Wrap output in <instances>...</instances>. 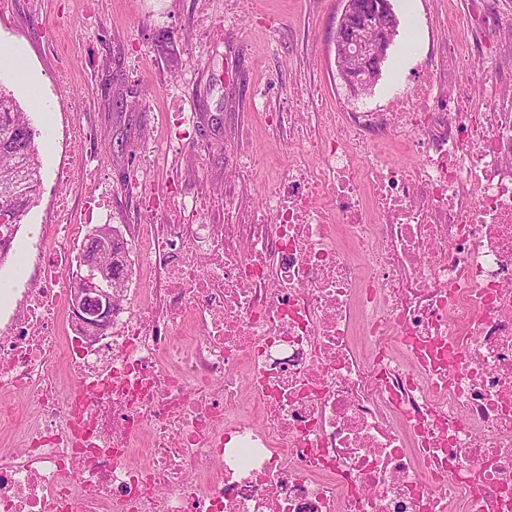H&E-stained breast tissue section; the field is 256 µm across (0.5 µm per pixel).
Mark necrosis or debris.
Listing matches in <instances>:
<instances>
[{
    "label": "necrosis or debris",
    "mask_w": 512,
    "mask_h": 512,
    "mask_svg": "<svg viewBox=\"0 0 512 512\" xmlns=\"http://www.w3.org/2000/svg\"><path fill=\"white\" fill-rule=\"evenodd\" d=\"M433 72L294 121L261 205L139 225L149 286L92 346L61 319L59 204L0 324V393L29 405L0 404V512H512V87ZM371 134L422 162L360 163Z\"/></svg>",
    "instance_id": "4bbe7bcc"
}]
</instances>
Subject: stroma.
Returning a JSON list of instances; mask_svg holds the SVG:
<instances>
[{
    "label": "stroma",
    "mask_w": 512,
    "mask_h": 512,
    "mask_svg": "<svg viewBox=\"0 0 512 512\" xmlns=\"http://www.w3.org/2000/svg\"><path fill=\"white\" fill-rule=\"evenodd\" d=\"M398 35L373 92L349 98L336 75L333 39L341 0H10L0 13V49L22 51L52 111L41 130L42 188L0 268V314L39 277L38 232L59 196L86 225L120 227L134 288L148 285L134 226L204 198L196 224L224 221V183L254 207L276 188L270 167L287 169L288 123L297 96L310 121L322 112H378L413 93L426 62L456 72L443 53L457 45L476 68L512 85V36L492 22L512 0H393ZM263 111H256L255 101ZM274 112L278 125L265 122ZM82 126L86 137L74 135ZM254 158L234 175L236 151ZM157 200L147 208L139 185Z\"/></svg>",
    "instance_id": "35a3bbf8"
}]
</instances>
